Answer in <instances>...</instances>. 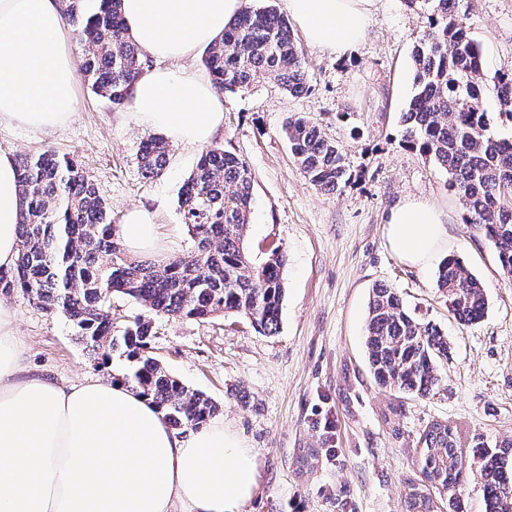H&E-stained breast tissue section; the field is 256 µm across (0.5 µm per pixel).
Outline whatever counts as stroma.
<instances>
[{
	"label": "stroma",
	"instance_id": "35a3bbf8",
	"mask_svg": "<svg viewBox=\"0 0 512 512\" xmlns=\"http://www.w3.org/2000/svg\"><path fill=\"white\" fill-rule=\"evenodd\" d=\"M457 9L482 47L486 80L512 70V0H457ZM427 24V13L407 0H376L369 31L349 57L296 33L308 93L264 81L223 94L224 126L214 142L243 158L253 177L246 244L254 258L274 247L288 258L279 330L264 335L233 313L207 320L160 314L153 353L218 403L225 427L256 454L257 486L242 512H405L411 486L426 483L419 439L430 424L456 427L466 452L478 437L490 445L512 438V284L492 245L465 224V205L446 173L406 145L400 123L412 94V48ZM75 91L78 110L67 124L44 131L2 124L0 151L18 159L51 149L75 159L93 176L113 223L131 207L148 208L156 216V256L193 251L178 194L200 150L170 144L166 169L148 177L138 151L150 129L84 80ZM293 114L342 145L352 179L340 192L318 191L297 164L282 131ZM404 197L447 212L448 254L485 285L480 321H456L436 266H409L390 250L383 224ZM377 285L394 288L448 338L443 382L429 395L398 394L370 374L365 322ZM0 302L15 311L31 372L69 381L124 373L122 358L91 361L63 315L18 295ZM430 493L440 512L452 496L462 512H484L479 465L455 489Z\"/></svg>",
	"mask_w": 512,
	"mask_h": 512
}]
</instances>
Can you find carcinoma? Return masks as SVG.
<instances>
[{
    "label": "carcinoma",
    "instance_id": "cac0c4a2",
    "mask_svg": "<svg viewBox=\"0 0 512 512\" xmlns=\"http://www.w3.org/2000/svg\"><path fill=\"white\" fill-rule=\"evenodd\" d=\"M429 12L428 27L412 52L414 93L402 113L405 143L433 160L465 202V223L489 240L507 281H512V141L495 136L484 98L512 118V72L487 85L479 44L472 38L457 0H409ZM66 11L84 46L80 70L92 90L113 105L129 102L147 60L128 35L121 0H99L87 13L83 0H67ZM203 64L219 92L246 90L274 80L289 93L310 89L305 58L288 20L270 6L248 7L207 47ZM283 132L306 178L333 194L349 183L343 147L302 116H290ZM168 144L142 142L140 166L157 176ZM25 208L19 223L15 265L0 269V292L19 294L71 322L90 356L107 363L117 353L126 362L123 380L152 399L175 429L198 428L219 412L204 393L171 375L153 354V315L206 319L233 311L258 331L278 332L284 298L280 277L286 255L278 250L253 260L245 230L254 202L250 169L238 155L214 145L202 152L184 181L179 207L196 249L164 262L131 261L92 177L73 159L46 150L18 163ZM437 287L448 309L465 324L484 317L481 280L454 255L438 266ZM135 300L142 313L115 329L112 298ZM365 345L378 385L407 395H426L442 383L439 363L448 359V337L404 308L395 289H372ZM427 481L448 487L467 467L457 432L446 423L420 437ZM472 457L485 476V512H512V439L489 447L479 441ZM406 512H435L426 490L412 486Z\"/></svg>",
    "mask_w": 512,
    "mask_h": 512
}]
</instances>
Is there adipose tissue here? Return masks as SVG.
I'll return each instance as SVG.
<instances>
[{"instance_id":"1","label":"adipose tissue","mask_w":512,"mask_h":512,"mask_svg":"<svg viewBox=\"0 0 512 512\" xmlns=\"http://www.w3.org/2000/svg\"><path fill=\"white\" fill-rule=\"evenodd\" d=\"M243 0H122L130 37L151 59L130 104L140 124L172 142L207 145L224 125V98L184 60L224 33ZM374 0H285L307 40L349 55ZM64 0H0V124L34 131L78 110ZM23 209L16 164L0 152V268L13 267ZM434 203L402 199L385 236L404 263L427 267L448 238ZM147 209L126 211L118 235L136 251L154 238ZM0 304V512H240L254 494L256 455L223 422L173 429L149 397L121 379L62 381L25 372L26 351Z\"/></svg>"}]
</instances>
